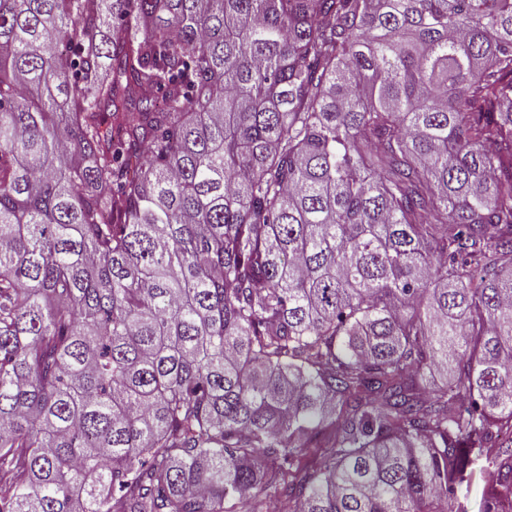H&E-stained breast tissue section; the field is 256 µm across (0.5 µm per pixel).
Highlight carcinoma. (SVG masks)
Returning a JSON list of instances; mask_svg holds the SVG:
<instances>
[{
  "label": "carcinoma",
  "instance_id": "obj_1",
  "mask_svg": "<svg viewBox=\"0 0 512 512\" xmlns=\"http://www.w3.org/2000/svg\"><path fill=\"white\" fill-rule=\"evenodd\" d=\"M512 512V0H0V512Z\"/></svg>",
  "mask_w": 512,
  "mask_h": 512
}]
</instances>
